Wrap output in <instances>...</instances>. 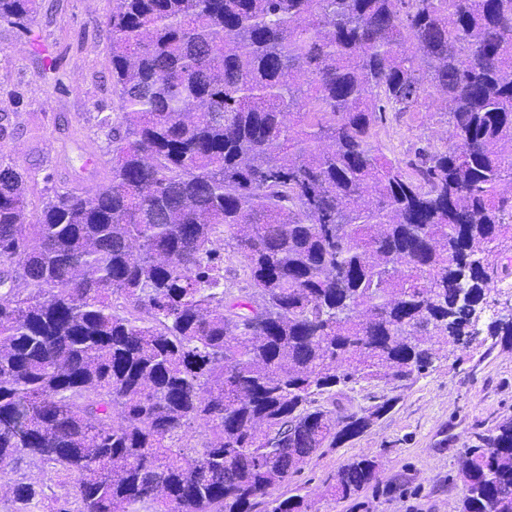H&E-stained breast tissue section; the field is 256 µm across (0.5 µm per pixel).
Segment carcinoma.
<instances>
[{"mask_svg": "<svg viewBox=\"0 0 512 512\" xmlns=\"http://www.w3.org/2000/svg\"><path fill=\"white\" fill-rule=\"evenodd\" d=\"M105 36V177L35 213L0 154V467L55 476L13 512H312L274 491L395 403L347 391L456 346L460 272L512 276V0H112ZM428 100L448 142L388 158ZM466 452L459 512H512V418ZM224 247V279L234 283V288H251L240 270V256L232 248Z\"/></svg>", "mask_w": 512, "mask_h": 512, "instance_id": "1", "label": "carcinoma"}]
</instances>
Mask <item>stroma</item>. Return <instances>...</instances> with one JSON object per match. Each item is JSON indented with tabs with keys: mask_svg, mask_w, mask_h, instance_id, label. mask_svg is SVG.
Segmentation results:
<instances>
[{
	"mask_svg": "<svg viewBox=\"0 0 512 512\" xmlns=\"http://www.w3.org/2000/svg\"><path fill=\"white\" fill-rule=\"evenodd\" d=\"M39 4L27 29L0 25V125L10 132L0 153L29 170L37 204L103 178L84 162L105 152L99 118L113 106L102 32L109 0ZM447 129L435 111L390 115L381 148L389 158L405 159L426 143L444 144ZM389 398L393 409L366 433L322 449L293 477L291 488L307 495L313 512H350L323 491L342 464L361 455L379 463L376 481L359 495L365 512H458L465 445L478 444L512 416V350L483 335L406 385H366L354 393L362 407Z\"/></svg>",
	"mask_w": 512,
	"mask_h": 512,
	"instance_id": "35a3bbf8",
	"label": "stroma"
}]
</instances>
